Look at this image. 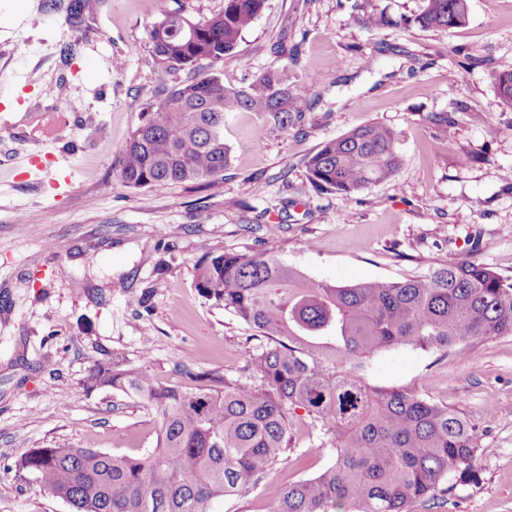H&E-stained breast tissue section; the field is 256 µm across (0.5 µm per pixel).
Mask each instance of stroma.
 Returning <instances> with one entry per match:
<instances>
[{
    "label": "stroma",
    "mask_w": 512,
    "mask_h": 512,
    "mask_svg": "<svg viewBox=\"0 0 512 512\" xmlns=\"http://www.w3.org/2000/svg\"><path fill=\"white\" fill-rule=\"evenodd\" d=\"M392 23L368 28L355 2ZM0 41V92L19 71L31 87L19 111L0 103V512H71L13 462L31 448H98L139 456L158 426L137 401L94 389L95 364L147 366L162 385L183 372L237 374L254 332L194 286L210 253L267 250L315 282L400 279L448 255L512 277V108L490 74L512 63V0H468L466 24L426 30L423 0H267L215 72L242 86L287 71L313 100L301 130H273L236 112L224 125L223 179L135 189L117 175L143 112L195 75L158 65L149 32L162 12L202 19L224 0H90L69 14L40 0ZM295 46L281 55L279 40ZM110 60L84 85L88 60ZM444 112L438 126L432 114ZM487 112V123L470 121ZM380 123L403 165L351 195L317 192L305 168L331 138ZM369 379L412 386L462 410L486 452L477 483L458 485L439 512H512V336L459 354L392 350ZM271 477L292 482L331 460L302 413Z\"/></svg>",
    "instance_id": "obj_1"
}]
</instances>
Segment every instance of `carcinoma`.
<instances>
[{
  "label": "carcinoma",
  "instance_id": "1",
  "mask_svg": "<svg viewBox=\"0 0 512 512\" xmlns=\"http://www.w3.org/2000/svg\"><path fill=\"white\" fill-rule=\"evenodd\" d=\"M266 0H224V11L181 32L166 12L150 40L156 60L194 66L196 77L150 104L123 151L118 177L160 189L224 178L230 148L224 122L238 110L262 112L283 132L300 126L311 104L283 70L227 87L210 68L233 53ZM468 0H424L414 22L425 29L466 23ZM499 104L512 107V66L492 73ZM402 165L397 134L378 123L325 141L305 163L319 192L351 194L394 177ZM195 287L259 333L244 355L243 382L190 364L207 382L191 391L159 384L144 365L96 364L91 386L144 403L160 432L140 457L93 448H31L14 466L74 512H209L216 498L261 487L269 512H409L438 508L459 483L478 481L476 424L408 386H376L370 360L383 351L445 355L477 339L512 335V278L461 257L417 275L354 284L314 282L269 252L215 253L195 265ZM329 447L331 463L288 483L267 482L291 450V416Z\"/></svg>",
  "mask_w": 512,
  "mask_h": 512
}]
</instances>
